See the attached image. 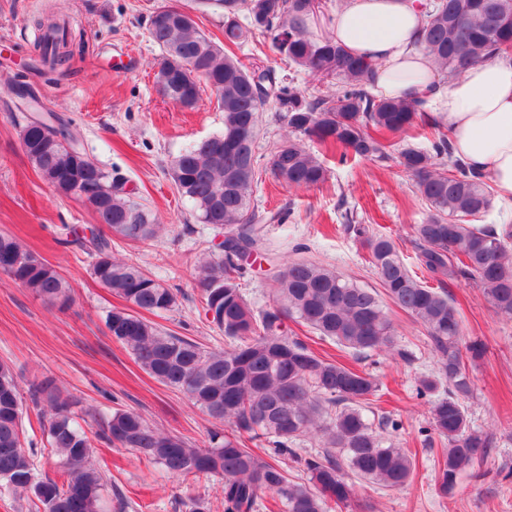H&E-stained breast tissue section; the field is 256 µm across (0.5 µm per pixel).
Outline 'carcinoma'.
Instances as JSON below:
<instances>
[{
	"mask_svg": "<svg viewBox=\"0 0 512 512\" xmlns=\"http://www.w3.org/2000/svg\"><path fill=\"white\" fill-rule=\"evenodd\" d=\"M224 18V44L201 32L189 9L161 7L149 17L148 34L161 50L157 82L169 86L175 104L191 108L200 85L185 77L187 64L203 70L204 83L216 87L224 128L181 151L171 177L180 196L194 207L200 223L224 233V251L197 261L201 303L207 320L224 335V348L207 350L198 343L162 332L143 313L168 311L176 304L172 289L139 265L111 255L110 242L91 233L81 245L95 256L97 281L131 305L114 309L106 325L138 365L159 382L182 392L226 430L210 435V445L196 448L183 438L150 425L140 414L118 409L104 419L95 436L114 448H127L187 477L209 474L224 480V512L268 509L269 494L281 512H331L332 505L353 503L350 477L396 489L411 481L416 459L386 443L365 408L379 391L369 373L317 354L288 333L295 319L355 357L387 352L407 360L396 347L393 323L379 295L342 274L308 260L287 261L276 276L272 303L254 307L241 280L246 253H264L272 261L265 224L279 214L255 207L257 126L260 112L273 109L290 133L340 149L350 157L373 161L391 158L392 138L414 129H430L428 149L407 148L398 163L415 181L430 214L414 225L420 267L434 280L471 281L489 298L496 315L512 319V229L477 224L492 194L482 177L453 158L448 129L429 121L420 99L395 100L373 94V68L351 56L329 33L310 25L314 0H198ZM35 51L42 63L56 67L72 54L66 25L39 19ZM270 36L272 47L296 67L322 79L338 78L332 96L314 88L300 91L271 66L247 69L233 48ZM421 43L441 80L458 79L471 67L512 58V0H430ZM59 133L64 142L50 138ZM25 154L42 178L60 194L81 190L97 221L116 236L133 242L157 237L163 225L131 201L123 184L83 154L79 140L58 116L49 114L25 126ZM271 175L290 189H311L328 180V169L300 142L288 139L273 148ZM346 229L370 252L383 294L420 323L437 357L434 374L418 379L417 394L429 404V430L447 442L435 467L439 490L447 494L458 476L481 460L493 436L469 425L465 400L472 393L462 350L459 312L448 294L418 281L404 264L394 241L369 232L362 224ZM0 272L50 303L71 301V289L51 265L38 259L14 237L0 232ZM34 400L49 407L46 434L56 457L59 478L38 477L35 448L26 447L24 408L11 366L0 362V496L25 498L29 512H104L105 482L95 464L97 448L75 421L69 399L45 380ZM307 434L321 438L322 451L302 458L294 445ZM263 440L268 448H252ZM303 461L307 481L289 478L279 458Z\"/></svg>",
	"mask_w": 512,
	"mask_h": 512,
	"instance_id": "cac0c4a2",
	"label": "carcinoma"
}]
</instances>
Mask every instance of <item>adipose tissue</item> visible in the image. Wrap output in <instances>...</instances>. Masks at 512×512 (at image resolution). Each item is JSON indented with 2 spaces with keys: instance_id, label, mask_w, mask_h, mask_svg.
<instances>
[{
  "instance_id": "adipose-tissue-1",
  "label": "adipose tissue",
  "mask_w": 512,
  "mask_h": 512,
  "mask_svg": "<svg viewBox=\"0 0 512 512\" xmlns=\"http://www.w3.org/2000/svg\"><path fill=\"white\" fill-rule=\"evenodd\" d=\"M426 0H347L328 25L352 55L375 69L383 98L423 99L448 126L453 153L484 175L499 208L512 212V62L470 69L441 82L418 43Z\"/></svg>"
}]
</instances>
